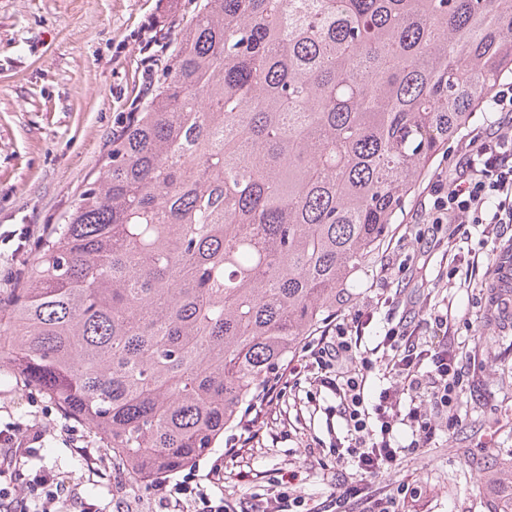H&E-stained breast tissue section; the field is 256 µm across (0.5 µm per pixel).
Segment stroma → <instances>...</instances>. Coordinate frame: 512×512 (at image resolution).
<instances>
[{
	"mask_svg": "<svg viewBox=\"0 0 512 512\" xmlns=\"http://www.w3.org/2000/svg\"><path fill=\"white\" fill-rule=\"evenodd\" d=\"M193 8L192 0H0L1 299L12 290L9 269L19 260L32 262L38 244L64 222L80 192L102 172L113 133L145 102L146 81H158L167 56L154 54L152 42H172ZM456 159L449 147L433 161L425 186L406 203L397 234L423 223L427 183ZM510 248L512 224L502 225L489 243L482 225L472 224L455 251L430 252L427 278L455 271L450 289L421 288L407 274L391 282L405 300L438 305L447 298L459 309H475L455 341L486 362L464 383L459 432L437 435L419 456L403 458L380 476V485L390 489L404 481L420 487V499L406 502L407 512H492L493 497L482 480L499 475L502 461L512 457V316L488 318L486 307H473L472 300L485 297L488 267ZM301 389L254 427L246 447L231 455L215 448L172 474L171 482L207 485L262 512L276 478L295 470L298 495L313 504L325 501L336 484L331 445L344 436L345 424L334 394L325 390L311 400L309 384ZM16 421L53 425L41 464L101 512H115L111 473L86 465L66 442L57 430L61 414L48 395L14 380L0 384V426ZM215 472L220 481L213 485Z\"/></svg>",
	"mask_w": 512,
	"mask_h": 512,
	"instance_id": "obj_1",
	"label": "stroma"
}]
</instances>
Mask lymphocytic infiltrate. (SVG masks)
Instances as JSON below:
<instances>
[{"label":"lymphocytic infiltrate","instance_id":"lymphocytic-infiltrate-1","mask_svg":"<svg viewBox=\"0 0 512 512\" xmlns=\"http://www.w3.org/2000/svg\"><path fill=\"white\" fill-rule=\"evenodd\" d=\"M492 121L460 140L461 158L447 179L432 186L431 225L405 232L373 278L376 303L395 305L386 288L395 276L421 269L419 243L454 251L466 225H483L485 237L495 238L496 228L512 224V81L499 83L492 95ZM373 310L337 313L320 335L307 337L303 359L290 361L283 377L269 383L260 410L272 411L285 389L310 380L336 397V411L343 419L346 436L336 444V465L343 474L327 505L307 512H399L402 498L415 497L416 488L400 484L396 491L376 488L375 480L396 465L401 456L418 454L436 432L452 435L463 425L456 404L466 376L480 363L475 353H456L455 333L459 317L452 304L415 312L397 319L386 318L380 333L381 357L362 346ZM429 326L436 339L420 334ZM382 372L389 385L371 394L369 379ZM409 429L406 444H398L400 429ZM48 432L47 425L8 424L0 428V512H54L62 497H69L75 512H98L77 493L63 494L62 483L51 471L21 475L26 458L36 454ZM159 501L171 508L176 498L197 501V512H249L247 501L227 505L223 498L188 484L168 490L157 483Z\"/></svg>","mask_w":512,"mask_h":512}]
</instances>
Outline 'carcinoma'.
<instances>
[{"label":"carcinoma","mask_w":512,"mask_h":512,"mask_svg":"<svg viewBox=\"0 0 512 512\" xmlns=\"http://www.w3.org/2000/svg\"><path fill=\"white\" fill-rule=\"evenodd\" d=\"M512 76V0H202L0 305V369L131 483L210 453Z\"/></svg>","instance_id":"obj_1"}]
</instances>
